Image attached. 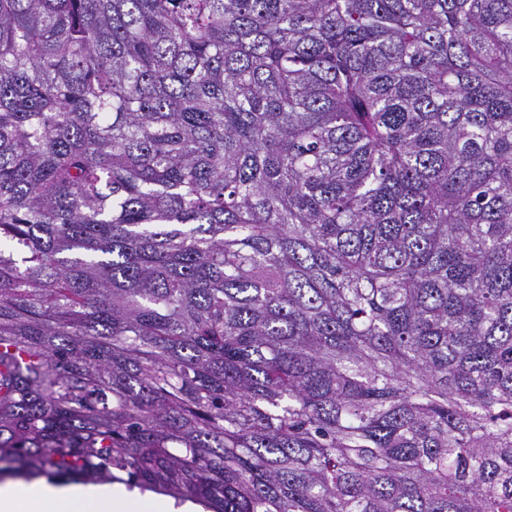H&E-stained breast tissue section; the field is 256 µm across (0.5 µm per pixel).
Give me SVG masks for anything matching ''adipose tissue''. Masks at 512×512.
I'll list each match as a JSON object with an SVG mask.
<instances>
[{
    "label": "adipose tissue",
    "instance_id": "ef3b65f1",
    "mask_svg": "<svg viewBox=\"0 0 512 512\" xmlns=\"http://www.w3.org/2000/svg\"><path fill=\"white\" fill-rule=\"evenodd\" d=\"M0 512H190L188 506L123 485L84 484L44 477L0 482Z\"/></svg>",
    "mask_w": 512,
    "mask_h": 512
}]
</instances>
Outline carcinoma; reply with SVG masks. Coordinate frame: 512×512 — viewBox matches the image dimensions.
<instances>
[{"mask_svg": "<svg viewBox=\"0 0 512 512\" xmlns=\"http://www.w3.org/2000/svg\"><path fill=\"white\" fill-rule=\"evenodd\" d=\"M209 512H512V0H0V476Z\"/></svg>", "mask_w": 512, "mask_h": 512, "instance_id": "carcinoma-1", "label": "carcinoma"}]
</instances>
